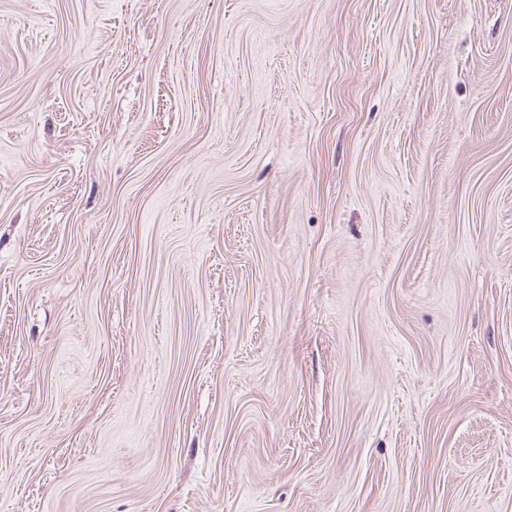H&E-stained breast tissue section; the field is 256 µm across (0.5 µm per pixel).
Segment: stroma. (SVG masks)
<instances>
[{
  "label": "stroma",
  "instance_id": "stroma-1",
  "mask_svg": "<svg viewBox=\"0 0 512 512\" xmlns=\"http://www.w3.org/2000/svg\"><path fill=\"white\" fill-rule=\"evenodd\" d=\"M0 512H512V0H0Z\"/></svg>",
  "mask_w": 512,
  "mask_h": 512
}]
</instances>
